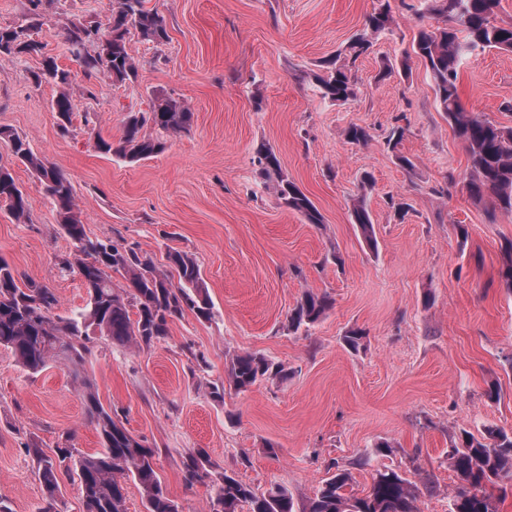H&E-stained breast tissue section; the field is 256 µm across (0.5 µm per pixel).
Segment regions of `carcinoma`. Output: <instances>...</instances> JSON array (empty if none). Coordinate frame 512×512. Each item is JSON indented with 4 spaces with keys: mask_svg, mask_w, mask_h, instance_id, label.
<instances>
[{
    "mask_svg": "<svg viewBox=\"0 0 512 512\" xmlns=\"http://www.w3.org/2000/svg\"><path fill=\"white\" fill-rule=\"evenodd\" d=\"M361 29L345 49L322 61L321 72L313 74L322 99L344 102L354 96L357 59L367 55L378 37L395 22L390 0H378ZM429 12L441 20L437 26L420 27L413 53L429 68L440 110L454 135L464 145L468 159L467 190L471 199L485 208L490 221L497 213L512 214V127L502 126L483 115L467 111L458 94L461 66L487 50L512 52V25L497 21L500 0H430ZM137 33L143 40L163 44L170 36L158 13L144 7V0H115L106 22L88 27L73 23L67 41L86 76L103 74L114 84L137 77V65L128 52V38ZM43 46L32 39L26 27H0V54H42ZM35 80L58 86L69 85V73L51 56L43 57ZM61 132L69 131L76 104L63 91L53 101ZM193 112L185 104L165 96L155 99L150 111L127 114L117 141L96 136L94 148L104 154L136 162L165 149L143 129L149 125L180 133L192 122ZM10 138L19 161L33 169L50 199L64 232L73 240V259L61 260V269L78 272L87 301L78 312L61 316L55 294L30 279L19 285L20 275L0 260V347L9 350L16 364L34 375L49 362L61 360L77 365L88 351L91 337L113 345L149 344L168 334L169 323L189 309L209 319L212 305L195 259L179 250L167 253L168 268H157L138 247L123 240L106 243L91 239L80 219L69 179L35 154L27 140L0 128V137ZM256 174L272 182L277 200L287 209L302 214L308 223H323L314 203L283 172L275 151L263 146L257 151ZM0 204L16 222L28 219L30 204L12 174L0 168ZM353 223L362 237L376 248L371 215L358 194L352 204ZM118 273L124 284L112 283ZM332 306L329 295L303 293L292 309L288 325L293 330L318 322ZM136 309L131 318L130 308ZM282 366L264 356L243 352L230 360L225 374L229 387L244 392L263 380L282 376ZM85 415L95 426L100 449L80 452L70 440L57 446L56 458L46 457L38 447L26 452L38 459L39 476L46 505L42 512H55L61 491L59 474L73 472L85 512H126L125 483L139 485L146 512H177L157 473L156 450L133 436L112 410L100 402L92 381L75 375ZM448 466L455 472L450 512H498L497 501L512 492V431L487 426L479 435L462 430L448 449ZM335 471L310 499L304 512H419L418 488L393 469L378 470L364 495L347 491L352 481L349 469L333 464ZM216 465L202 451L190 452L184 462V481L189 486L211 483L212 512H295L288 490L273 486L258 493L226 473L214 476Z\"/></svg>",
    "mask_w": 512,
    "mask_h": 512,
    "instance_id": "1",
    "label": "carcinoma"
}]
</instances>
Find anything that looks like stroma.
<instances>
[{
    "mask_svg": "<svg viewBox=\"0 0 512 512\" xmlns=\"http://www.w3.org/2000/svg\"><path fill=\"white\" fill-rule=\"evenodd\" d=\"M111 2L43 0L31 31L71 74L77 110L68 133L52 109L57 87L34 83L39 60L29 56L0 55V127L26 137L70 180L89 237L125 239L161 268L169 249L194 255L214 315L185 311L148 345L94 341L81 370L100 401L156 449L157 472L182 512H210V487L183 479L184 456L197 448L256 492L285 487L297 512L335 462L350 469L359 495L384 466L416 485L431 476L435 490L421 492L418 506L449 512L448 450L459 429L512 430V289L502 277L512 215L489 222L467 193L465 149L412 52L428 0H393L396 23L356 61L355 94L344 103L321 99L308 73L345 48L378 0H144L170 39L156 45L131 34L138 77L122 86L85 77L66 40L69 22L99 25ZM404 61L408 75L379 78L383 63ZM458 89L466 110L512 126L503 108L512 102V52L464 64ZM158 96L189 106V131L150 128L166 148L136 163L94 149L95 137L118 139L127 113ZM353 124L368 130L367 143L346 139ZM397 125L405 134L393 147L387 136ZM263 145L322 224L281 206L256 176ZM402 155L412 168L400 165ZM0 166L31 204L24 224L0 204V259L49 288L57 314L71 315L86 303L79 276L59 268L74 243L6 139ZM450 174L447 195L436 194ZM359 193L373 248L351 221ZM394 199L408 203L406 216L391 208ZM307 291L329 294L333 306L291 331L288 315ZM354 329L364 333L355 351L343 341ZM234 352L261 353L288 376L213 397ZM64 438L83 452L99 447L68 367L52 361L31 375L0 347V505L44 506L25 447L50 456ZM382 441L388 453L377 451Z\"/></svg>",
    "mask_w": 512,
    "mask_h": 512,
    "instance_id": "35a3bbf8",
    "label": "stroma"
}]
</instances>
